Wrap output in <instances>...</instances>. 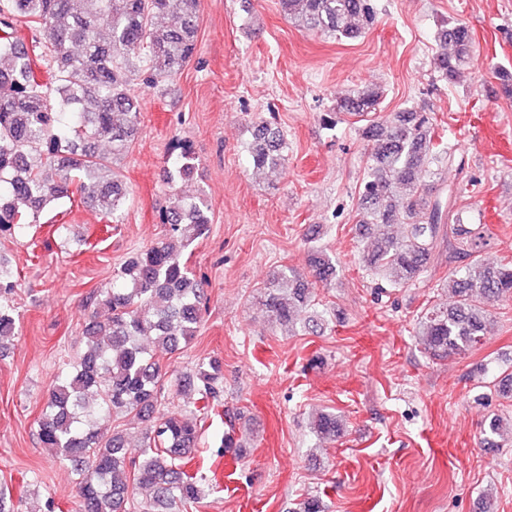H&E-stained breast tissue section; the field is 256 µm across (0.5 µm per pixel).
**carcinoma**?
Returning <instances> with one entry per match:
<instances>
[{"label":"carcinoma","instance_id":"cac0c4a2","mask_svg":"<svg viewBox=\"0 0 512 512\" xmlns=\"http://www.w3.org/2000/svg\"><path fill=\"white\" fill-rule=\"evenodd\" d=\"M296 27L337 40L353 39L373 24L371 0H279ZM201 0H0V234L23 236L53 209L75 196L103 218L117 220L129 195L115 170L142 132L136 89L162 91L197 53ZM31 32V43L18 35ZM436 71L453 83L473 63V34L465 22L442 20ZM383 92L366 88L336 99V111L370 115ZM437 120L414 108L392 114L386 130L368 126L373 141L358 191L356 223L370 243L362 250L366 270L389 288L415 285L430 261L469 262L455 271L457 300L435 306L415 323L434 360L467 354L489 332L496 303L512 299V261L488 266L479 245L484 227L465 224L461 207L466 178L437 189L423 181L432 168L465 170L462 154L436 134ZM284 135L263 121L253 125L248 153L257 173L284 161ZM172 179L194 168L193 146L178 139ZM211 204L200 190L178 200L161 218L164 238L128 257L112 287L90 292L83 329L86 349L58 375L38 420L43 448L70 464L78 512H177L205 496L202 479L189 470L205 414L224 392L218 359L180 377L202 405L188 413L162 408L168 372L154 351L180 350L197 336L205 281L184 253L211 223ZM399 226L396 232L391 231ZM336 260L310 250L309 275L286 267L260 289L257 300L272 321L314 333L325 325L316 287L336 280ZM18 287L0 255V351L14 335L9 296ZM135 415L147 424L135 456L126 433L107 429V418ZM320 439H334L343 424L333 412L311 424ZM512 437L503 418L492 417L484 441ZM224 454L242 456L234 428L221 439Z\"/></svg>","mask_w":512,"mask_h":512}]
</instances>
